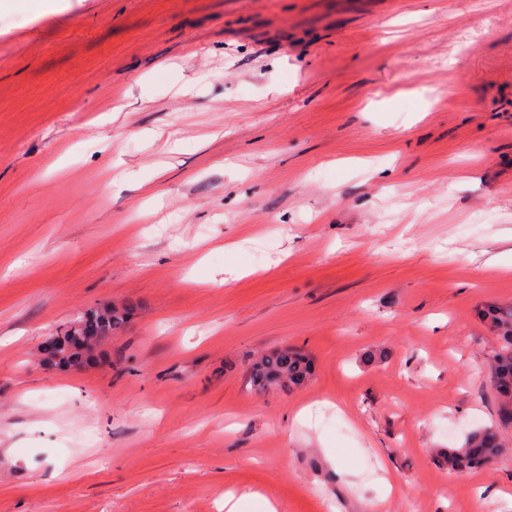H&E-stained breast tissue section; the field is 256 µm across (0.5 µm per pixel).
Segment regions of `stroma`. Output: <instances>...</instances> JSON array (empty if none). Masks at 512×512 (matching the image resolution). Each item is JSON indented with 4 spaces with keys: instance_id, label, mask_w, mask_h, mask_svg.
Instances as JSON below:
<instances>
[{
    "instance_id": "1",
    "label": "stroma",
    "mask_w": 512,
    "mask_h": 512,
    "mask_svg": "<svg viewBox=\"0 0 512 512\" xmlns=\"http://www.w3.org/2000/svg\"><path fill=\"white\" fill-rule=\"evenodd\" d=\"M511 260L512 0L1 8L0 512H512ZM135 308L127 305L122 309L98 306L88 309L74 319L51 340L57 348L59 366H68L73 359L82 363L95 356L97 346L122 331ZM484 318L495 333L499 344L492 368L491 376L493 385L499 397V420L507 417L508 410L503 406V399L499 394L500 388L512 387V306H495L489 308ZM494 339L495 336H493ZM312 372L310 358L295 348H280L256 360L250 368L249 384L257 391L273 385L298 387L306 383ZM469 448H480L486 459L492 461L504 454V448L500 438L495 435V430L485 429L472 433L461 448H446L440 451L442 463L450 472L468 471L481 467Z\"/></svg>"
}]
</instances>
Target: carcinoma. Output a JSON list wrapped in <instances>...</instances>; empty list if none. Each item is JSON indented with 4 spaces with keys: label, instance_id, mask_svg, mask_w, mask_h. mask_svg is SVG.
I'll use <instances>...</instances> for the list:
<instances>
[{
    "label": "carcinoma",
    "instance_id": "carcinoma-1",
    "mask_svg": "<svg viewBox=\"0 0 512 512\" xmlns=\"http://www.w3.org/2000/svg\"><path fill=\"white\" fill-rule=\"evenodd\" d=\"M133 312L132 305L122 309L110 306L88 309L52 338L59 357L57 364L67 366L74 359L87 361L94 357L97 346L122 331ZM484 318L499 344L491 368L493 385L497 391L509 389L512 387V306L491 307ZM311 372L312 364L305 353L285 347L271 351L251 365L249 384L257 391L273 385L298 387L308 381ZM472 448L481 449L489 461L504 454L495 430L485 429L472 433L463 447L443 449L439 456L450 472L477 469L481 463L470 452Z\"/></svg>",
    "mask_w": 512,
    "mask_h": 512
}]
</instances>
